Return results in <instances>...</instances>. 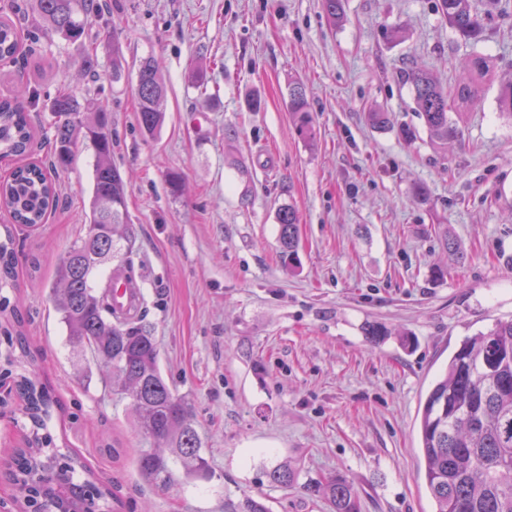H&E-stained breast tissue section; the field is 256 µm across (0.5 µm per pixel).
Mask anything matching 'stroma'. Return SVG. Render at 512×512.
<instances>
[{
  "label": "stroma",
  "instance_id": "obj_1",
  "mask_svg": "<svg viewBox=\"0 0 512 512\" xmlns=\"http://www.w3.org/2000/svg\"><path fill=\"white\" fill-rule=\"evenodd\" d=\"M92 31H122L123 72L112 43L54 35L23 42L15 77L30 88L98 92L112 113V157L130 179L134 283L145 297L160 366L194 406L210 461L208 481L146 479L150 442L127 403L106 389L92 355L65 342L50 289L60 254L85 233L93 151L78 147L59 173L60 203L38 230L18 235L17 288L0 290L22 318L23 343L0 336V360L51 387L62 408L49 431L119 497L121 512H224L225 500L264 497L271 512H329L310 486L340 475L362 512H432L419 455L418 411L462 340L512 318V119L500 115L512 79V14L461 40L436 0H344L330 24L321 0H102ZM403 26L404 39L384 32ZM95 49L100 79L81 69ZM491 56L496 81L464 113L461 141L408 142L418 125L401 73L408 60L441 81L471 53ZM154 57L167 87L154 136L137 119V70ZM205 68L208 84L191 75ZM303 83L314 135L299 137L288 91ZM260 97V110L247 100ZM393 115L378 132L364 115ZM185 177L172 198L168 172ZM430 201L418 203L415 184ZM298 215L294 263L280 252L278 210ZM462 244L456 262L439 225ZM447 270L435 278V266ZM388 337L368 342L366 324ZM0 418V506L18 512L12 480L30 429L20 401ZM119 448L112 456L111 448ZM294 487L274 484L281 463Z\"/></svg>",
  "mask_w": 512,
  "mask_h": 512
}]
</instances>
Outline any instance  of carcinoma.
<instances>
[{
    "mask_svg": "<svg viewBox=\"0 0 512 512\" xmlns=\"http://www.w3.org/2000/svg\"><path fill=\"white\" fill-rule=\"evenodd\" d=\"M501 0H439L437 9L448 27L460 38L478 43L485 21L500 10ZM18 13L28 9L33 23L20 34L11 22H0V61H16L21 37L35 42L48 33L69 41L86 36L90 21L99 16L98 0H28L14 4ZM120 33L112 28V80L122 74ZM495 65L487 56L473 54L461 79L444 84L428 68L411 66L404 72L415 112L422 120L430 142L446 144L461 134L450 113L469 112L479 105L493 79ZM138 122L146 135L154 134L164 116L166 87L154 61L140 62L137 79ZM41 94L22 88L0 99V160L25 155L33 129L28 105ZM499 111L512 117V82L500 86ZM44 110L54 117L55 150L49 165L15 167L0 182V208L12 223L3 225L0 237V289L16 286L17 252L14 231L35 230L56 209L50 174L68 165L81 142L92 148L94 168L85 235L61 254L56 283L51 288L55 311L72 351H90L107 376L115 394L131 400L138 434L159 448L140 456L142 474L167 483L176 465L187 480L212 476L194 427L190 400L178 394L161 371L154 329L135 309L112 305V282L123 280L134 287L131 276L133 240L127 210V184L120 168L112 163V112L87 93L78 97L64 87L46 96ZM289 113L295 130L304 139L312 135L306 88L291 86ZM368 124L385 130L391 113L375 109L366 113ZM279 242L282 256L295 259L297 216L293 207L279 209ZM31 423L26 446L19 450L13 479L24 493L37 488L40 497L60 512H81L85 491L94 492L103 512H112L113 493L93 473L79 482L76 468L87 470L76 456L47 447V432L56 401L46 387L21 375L14 380ZM420 452L433 512H512V319L498 320L487 331L468 336L451 355L444 373L436 379L419 411ZM272 483L290 486L296 473L286 466L274 468ZM331 512H361V502L352 485L332 478L322 485ZM224 512H269L252 496L224 501Z\"/></svg>",
    "mask_w": 512,
    "mask_h": 512,
    "instance_id": "cac0c4a2",
    "label": "carcinoma"
}]
</instances>
